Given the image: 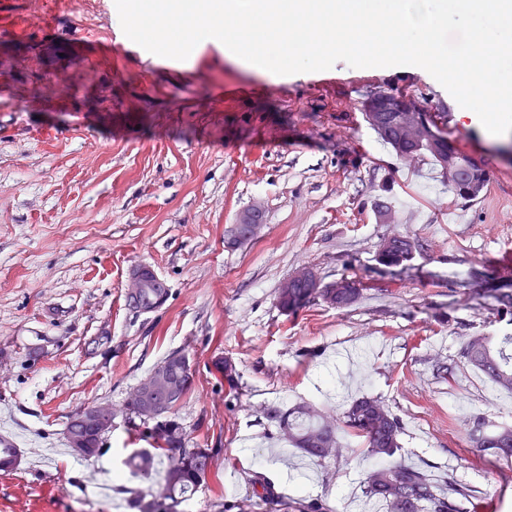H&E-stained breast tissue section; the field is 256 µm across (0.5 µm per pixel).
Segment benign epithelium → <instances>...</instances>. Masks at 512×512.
Returning <instances> with one entry per match:
<instances>
[{
	"instance_id": "obj_1",
	"label": "benign epithelium",
	"mask_w": 512,
	"mask_h": 512,
	"mask_svg": "<svg viewBox=\"0 0 512 512\" xmlns=\"http://www.w3.org/2000/svg\"><path fill=\"white\" fill-rule=\"evenodd\" d=\"M361 112L365 122L381 137H394L399 145L398 157L406 163H417L428 152L433 153L440 161L442 171H448V156L456 152L462 156L459 164L479 167L482 160L473 154L461 150L456 142L448 140L444 146V136L438 133L431 111L416 97L408 95L390 86H377L370 90L361 101ZM264 210L255 204L242 211L236 222L230 225L225 234V245L235 248L243 243L251 242L260 237L264 228ZM163 280L149 266L136 267L128 280L127 297L136 303L143 288L156 287ZM311 288L322 293L325 303L344 308L350 305L351 297L344 293L347 283L343 279L324 282L311 266H302L292 272L284 281V286ZM175 389L169 383L163 371L152 373L138 385L130 399L136 413L141 419L154 427H164L168 420L169 400L174 396ZM122 417L121 409L110 403H97L82 408L74 418L80 431H88V435H76L67 431L68 447L77 455L84 454L90 447V433L105 429L112 431V425Z\"/></svg>"
}]
</instances>
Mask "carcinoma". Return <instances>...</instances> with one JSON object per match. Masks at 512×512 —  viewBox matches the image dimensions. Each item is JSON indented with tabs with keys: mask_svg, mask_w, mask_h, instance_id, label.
Here are the masks:
<instances>
[{
	"mask_svg": "<svg viewBox=\"0 0 512 512\" xmlns=\"http://www.w3.org/2000/svg\"><path fill=\"white\" fill-rule=\"evenodd\" d=\"M404 247L375 256L377 270L393 273L406 269L412 261V252L423 245L406 236L400 237ZM474 295L490 298L496 304V315L512 317V284L499 288L483 287L484 280L470 279ZM168 298L166 288H146L141 300L146 307L160 308ZM316 297L306 288H278L277 301L282 311L295 314ZM179 352L173 351L157 367H165L174 384L180 387L182 398H187L192 381L178 366ZM461 356L465 363L484 374L493 384L512 393V335L472 336L464 344ZM215 370L224 379L229 390L237 388L239 373L231 362L222 357L213 361ZM269 418L276 422L282 439L311 460L322 464L343 456L341 434L357 439L366 459L373 462V473L363 482L367 498L384 503L386 512H463L469 489L457 482L451 474L435 476L418 467L394 460L400 450L403 424L400 418L378 398L363 395L347 403L336 424L326 426L312 402H300L283 411L273 408ZM170 430L157 433L154 428L138 421L130 411L127 429L136 433L147 447L137 449L128 459V473L144 480L159 475L155 487L148 492L135 491L127 499L130 512H180L182 504L194 495L211 472L219 448L190 447L186 428L172 416ZM470 440L477 452L505 463L512 462V426L493 423L484 417L471 419ZM213 512H247L251 504L245 500L232 504L216 499L210 504Z\"/></svg>",
	"mask_w": 512,
	"mask_h": 512,
	"instance_id": "1",
	"label": "carcinoma"
}]
</instances>
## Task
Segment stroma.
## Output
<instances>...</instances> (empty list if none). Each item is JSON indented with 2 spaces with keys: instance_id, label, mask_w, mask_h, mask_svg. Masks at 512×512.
<instances>
[{
  "instance_id": "stroma-1",
  "label": "stroma",
  "mask_w": 512,
  "mask_h": 512,
  "mask_svg": "<svg viewBox=\"0 0 512 512\" xmlns=\"http://www.w3.org/2000/svg\"><path fill=\"white\" fill-rule=\"evenodd\" d=\"M118 22L115 0H70L51 37L0 32V434L21 454L0 472V512H129L128 488H147L118 477L137 436L117 423L88 462L65 426L91 403L121 405L175 350L195 369L179 418L192 445L220 451L185 512L254 497L258 479L285 502L381 512L362 492L359 454L313 463L267 418L302 401L336 413L365 394L402 419V460L452 470L473 491L467 512H512V465L479 458L466 425L512 424V394L460 361L466 340L503 328L462 278L512 282V132L460 119L419 67L340 61L271 80L213 39L169 70L117 38ZM382 85L448 113L459 146L488 163L489 191L465 205L430 165L399 161L360 110ZM378 196L392 199L394 223L377 222ZM256 201L261 236L225 248ZM394 233L424 246L397 276L375 268ZM138 265L169 289L157 311L128 306ZM304 265L327 282L359 279L358 300L286 314L277 289ZM217 355L239 372L236 390L212 372Z\"/></svg>"
}]
</instances>
